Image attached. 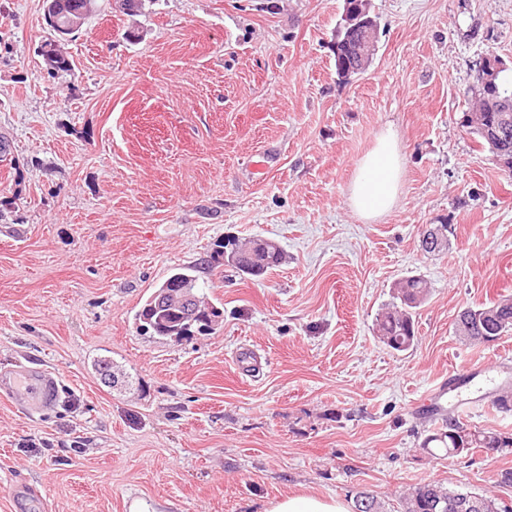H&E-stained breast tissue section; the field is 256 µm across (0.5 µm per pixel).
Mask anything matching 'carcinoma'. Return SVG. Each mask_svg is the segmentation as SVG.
<instances>
[{
  "label": "carcinoma",
  "instance_id": "carcinoma-1",
  "mask_svg": "<svg viewBox=\"0 0 512 512\" xmlns=\"http://www.w3.org/2000/svg\"><path fill=\"white\" fill-rule=\"evenodd\" d=\"M338 51L335 54V70L338 80H343L341 67L347 63V58L355 54L356 43L347 44L343 37L335 42ZM41 57H49L51 64L49 70L69 72L72 64L67 55L59 49L52 40L43 42L39 50ZM498 115L490 113L489 119L483 128H473V134L482 145H489L488 130L497 127ZM229 256H224V253ZM219 256L226 257V262L240 272L259 277L278 267L283 260L281 247L269 238L255 236L246 242L236 238H227L219 245ZM194 267H185L182 271L171 275L161 287L174 290L185 282H197L192 275ZM429 288L427 282L421 277H409L400 283L396 299L383 309L376 317L377 336L387 347L394 351L403 352L413 346L416 340L414 326V309L418 308L427 298ZM466 312L470 316L482 315L486 312L494 313V318L486 319V323L478 325L474 321L457 322L459 331L464 339L473 343H485L487 337L500 338L512 331V299L504 298L491 301L476 307H469ZM140 329L159 338H170L169 329L176 324L174 313L153 305V298H148L136 314ZM94 367L106 383L115 384L119 381L118 371L112 360L100 358L94 362ZM459 430L467 431L470 448H486L497 450L512 447V437L506 438L495 431L465 429L456 421H448L446 430L432 434L425 438L423 447L427 448L433 442L439 447L452 453L456 448L453 433ZM402 512H512V505L482 495L474 494L465 489H449L438 482H428L413 487L405 493L400 500Z\"/></svg>",
  "mask_w": 512,
  "mask_h": 512
}]
</instances>
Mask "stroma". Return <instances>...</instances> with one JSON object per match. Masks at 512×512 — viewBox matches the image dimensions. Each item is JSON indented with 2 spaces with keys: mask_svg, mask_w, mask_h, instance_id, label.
<instances>
[{
  "mask_svg": "<svg viewBox=\"0 0 512 512\" xmlns=\"http://www.w3.org/2000/svg\"><path fill=\"white\" fill-rule=\"evenodd\" d=\"M344 0H94L38 54L42 0H0V372L44 369L62 392L29 413L0 396V512H263L366 491L397 512L409 488L512 502V447L425 449L422 400L448 371L497 362L449 392L448 418L512 435V333L472 344L465 308L512 296V171L463 125L486 57L512 79V0H371L379 51L338 81ZM406 158L394 208L359 219L355 167L387 126ZM448 227L429 254L428 227ZM264 236L283 263L254 278L218 242ZM221 312L170 341L135 315L180 268ZM418 276L417 339L375 317ZM108 355L130 383L93 371ZM40 56L43 57V61L45 63V57L48 56L51 59L50 67H47L51 72L52 71H63L69 72L72 70V64L67 55L63 54V52L59 49V46L54 42V40H46L41 44L39 50Z\"/></svg>",
  "mask_w": 512,
  "mask_h": 512,
  "instance_id": "stroma-1",
  "label": "stroma"
}]
</instances>
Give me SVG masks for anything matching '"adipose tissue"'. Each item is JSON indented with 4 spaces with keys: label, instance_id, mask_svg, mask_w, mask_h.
Masks as SVG:
<instances>
[{
    "label": "adipose tissue",
    "instance_id": "adipose-tissue-1",
    "mask_svg": "<svg viewBox=\"0 0 512 512\" xmlns=\"http://www.w3.org/2000/svg\"><path fill=\"white\" fill-rule=\"evenodd\" d=\"M403 156L395 131H381L373 148L358 162L349 184L348 202L363 220L390 211L400 192Z\"/></svg>",
    "mask_w": 512,
    "mask_h": 512
}]
</instances>
